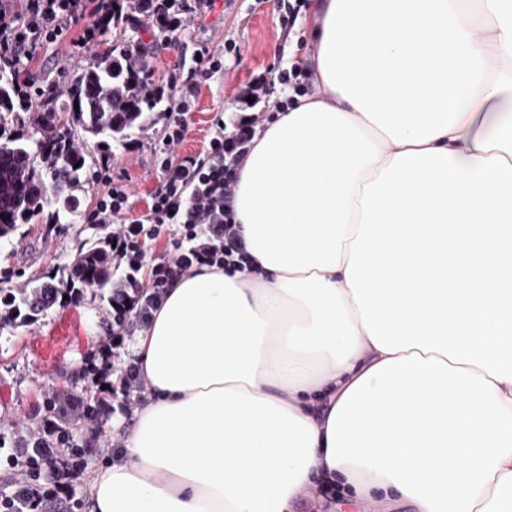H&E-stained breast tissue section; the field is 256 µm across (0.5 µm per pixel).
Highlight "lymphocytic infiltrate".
I'll return each instance as SVG.
<instances>
[{
    "label": "lymphocytic infiltrate",
    "instance_id": "1",
    "mask_svg": "<svg viewBox=\"0 0 512 512\" xmlns=\"http://www.w3.org/2000/svg\"><path fill=\"white\" fill-rule=\"evenodd\" d=\"M115 0H27L25 16H17L0 0V60L14 58L17 49L37 41L55 42L63 32L80 28L84 48L95 46L104 35L98 16L111 13ZM129 55L142 68L151 91L168 97L167 130L159 142L160 176L151 194L145 217L126 220L124 209L128 187L121 179L109 178L105 194L89 213V223L101 225L106 241L112 242V267L119 271L112 283V319L127 333L143 330L160 305L166 288L192 267L200 265L248 267L245 245L233 220L232 202L237 173L250 152L252 141L268 120L262 103L282 112L287 100H273L274 85L292 87L300 95L311 93L309 63L295 60L276 80L255 76L246 93L256 112L231 120L216 117V131L207 148L198 154L176 155L188 126L191 100L177 94L176 81L156 84L153 70L138 45ZM179 230L170 260L146 265V245L164 228ZM99 409L82 399L67 397L53 401L52 415L38 429L21 428L11 442L0 440L10 462L23 473L0 497V512H50L62 493L68 492L80 471L71 463L64 439L70 419L90 424L100 418Z\"/></svg>",
    "mask_w": 512,
    "mask_h": 512
}]
</instances>
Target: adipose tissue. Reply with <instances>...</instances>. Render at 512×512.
<instances>
[{
	"instance_id": "obj_1",
	"label": "adipose tissue",
	"mask_w": 512,
	"mask_h": 512,
	"mask_svg": "<svg viewBox=\"0 0 512 512\" xmlns=\"http://www.w3.org/2000/svg\"><path fill=\"white\" fill-rule=\"evenodd\" d=\"M318 94L241 165L254 272L194 267L88 512H290L315 479L512 512V0H315Z\"/></svg>"
}]
</instances>
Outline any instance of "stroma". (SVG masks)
Here are the masks:
<instances>
[{
    "instance_id": "1",
    "label": "stroma",
    "mask_w": 512,
    "mask_h": 512,
    "mask_svg": "<svg viewBox=\"0 0 512 512\" xmlns=\"http://www.w3.org/2000/svg\"><path fill=\"white\" fill-rule=\"evenodd\" d=\"M295 0H202L197 10L206 17L202 27L188 29L179 43H166L155 24L141 20L130 24L124 35L108 31L106 41L123 40L130 45L143 43L152 55L156 83H166L169 75L187 73L193 52L202 45L228 44L223 70L199 84L189 114L182 155L204 150L214 134V118L220 112H235L239 95L257 74L276 78L289 62L306 55L304 35L315 24L313 8L287 13ZM34 63L43 82L66 86L89 63L90 53L76 48L71 38L55 43L41 42L34 47ZM166 118L156 113L152 123L135 131L125 144L115 147L118 158L114 173L131 190L128 218L137 219L148 210L149 194L157 181L159 159L154 146L163 135ZM74 141L86 155L90 172L77 191L79 215L75 221L46 229L39 222L26 225L25 236L0 238V286L20 289L31 281H44L57 269L74 260L80 246L90 237L100 236L97 225L87 223L86 215L104 191L94 178L101 165L102 151L95 139L74 127ZM112 323V307L94 289H86L78 302L53 308L38 321L0 331V438H11L20 424L39 427L47 414L44 401L52 394H72L94 405L98 396L91 384L90 355L106 336L118 334ZM121 392H113L116 409L97 425L67 424L75 443L86 450L83 475L61 512H87V475L114 458V451L102 445L124 438L134 414L120 410Z\"/></svg>"
}]
</instances>
